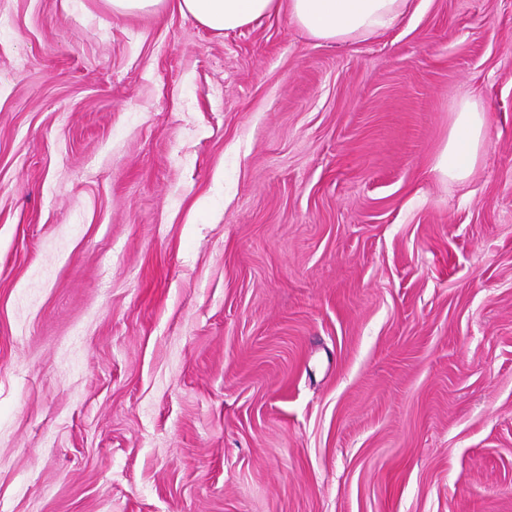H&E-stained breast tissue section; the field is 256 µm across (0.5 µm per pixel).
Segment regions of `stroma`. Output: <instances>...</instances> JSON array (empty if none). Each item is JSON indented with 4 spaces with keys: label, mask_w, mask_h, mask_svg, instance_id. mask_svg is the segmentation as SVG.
<instances>
[{
    "label": "stroma",
    "mask_w": 512,
    "mask_h": 512,
    "mask_svg": "<svg viewBox=\"0 0 512 512\" xmlns=\"http://www.w3.org/2000/svg\"><path fill=\"white\" fill-rule=\"evenodd\" d=\"M0 20V512H512V0ZM281 0H178L180 13L219 33L245 29L277 12ZM406 0H289L290 17L312 37L346 41L392 28ZM452 113L448 140L435 169L443 178L461 182L472 173L483 147L487 119L478 104L467 98L460 99L454 105Z\"/></svg>",
    "instance_id": "obj_1"
}]
</instances>
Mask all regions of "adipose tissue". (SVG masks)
<instances>
[{"mask_svg":"<svg viewBox=\"0 0 512 512\" xmlns=\"http://www.w3.org/2000/svg\"><path fill=\"white\" fill-rule=\"evenodd\" d=\"M406 0H177L180 13L219 33L247 28L287 7L290 17L312 37L346 41L392 28ZM487 130L485 112L475 101L453 107L448 140L436 163L443 178L464 181L473 171Z\"/></svg>","mask_w":512,"mask_h":512,"instance_id":"adipose-tissue-1","label":"adipose tissue"}]
</instances>
